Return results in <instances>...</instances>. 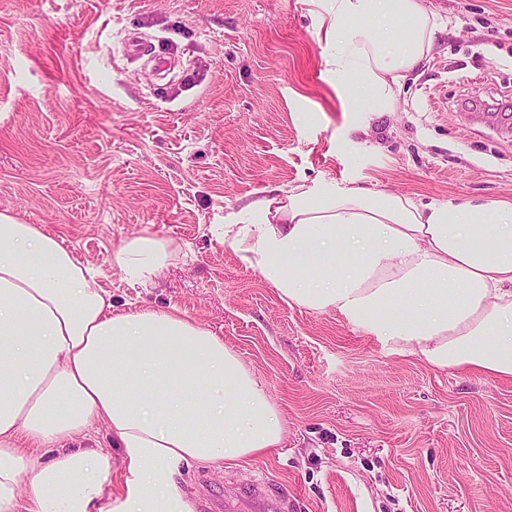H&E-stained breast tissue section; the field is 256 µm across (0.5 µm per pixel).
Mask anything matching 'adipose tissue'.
<instances>
[{
    "instance_id": "obj_1",
    "label": "adipose tissue",
    "mask_w": 512,
    "mask_h": 512,
    "mask_svg": "<svg viewBox=\"0 0 512 512\" xmlns=\"http://www.w3.org/2000/svg\"><path fill=\"white\" fill-rule=\"evenodd\" d=\"M355 57L332 70L393 111L429 54L425 0H321ZM224 241L288 303L334 310L394 353L512 380V207L418 204L322 182L260 202ZM173 253L143 234L112 261L152 280ZM62 239L0 212V512H192L174 474L281 447L265 387L222 337L178 310L119 311ZM123 450L85 447L96 425ZM93 440L96 441V445L99 448H103L110 457L113 459L112 466V489L119 490L123 483V466L121 464L122 451L118 448L114 442H112V436L108 433L104 426H99L96 433L93 434Z\"/></svg>"
}]
</instances>
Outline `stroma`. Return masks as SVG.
<instances>
[{"instance_id": "35a3bbf8", "label": "stroma", "mask_w": 512, "mask_h": 512, "mask_svg": "<svg viewBox=\"0 0 512 512\" xmlns=\"http://www.w3.org/2000/svg\"><path fill=\"white\" fill-rule=\"evenodd\" d=\"M430 5L432 49L379 114L348 111L309 0H0V211L64 238L114 308L221 336L281 413L282 447L182 468L193 512H252L262 482L284 512H512V381L288 304L224 242L225 216L325 181L512 205V136L463 108L512 98V0ZM144 230L177 252L133 284L112 254Z\"/></svg>"}]
</instances>
